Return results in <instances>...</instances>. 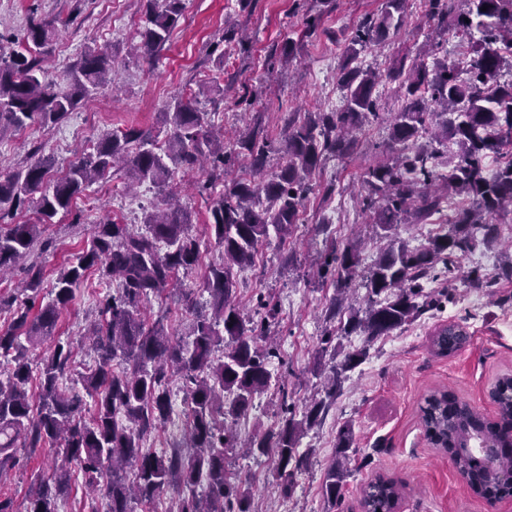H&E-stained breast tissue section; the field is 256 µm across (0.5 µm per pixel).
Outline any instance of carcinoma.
I'll return each instance as SVG.
<instances>
[{"instance_id":"1","label":"carcinoma","mask_w":512,"mask_h":512,"mask_svg":"<svg viewBox=\"0 0 512 512\" xmlns=\"http://www.w3.org/2000/svg\"><path fill=\"white\" fill-rule=\"evenodd\" d=\"M184 0H148L141 18L137 53L151 60L164 45L183 13ZM452 0H429L427 16L448 22ZM469 8L455 19V32L466 36L472 23L484 28L472 46L467 70L448 60L432 66L405 59L384 72L355 64L373 41L390 35L394 14L403 0H383L380 13L364 18L348 46L340 82L346 90L339 111L309 112L304 120L288 122V133L276 144L257 129L242 135L226 151L203 111L200 97L220 91L207 79L198 92L174 99L160 113L169 136L159 146L150 133L130 128L107 133L94 151L73 162L66 176L47 184L53 158L42 156L5 176L0 175V221L5 206L30 202L39 214L37 224H11L0 228V275L29 258L41 237V225L52 223L68 210L73 197L108 174L115 166L127 167L130 178L164 187L178 167L192 169L211 161L215 176L224 175L231 153L250 158L252 178L235 180L209 202L216 242L223 247L222 262L210 269L206 308L193 312L185 335L168 334L163 317L151 321L145 313L151 297L160 296L175 281L179 270L196 265L200 241L191 233L187 208L171 203L144 216L142 225L107 222L95 227L91 247L61 269L51 299L36 316L28 300L38 296L41 269L32 263L21 292L26 299L0 298V310L10 309V324L0 328V358L7 363L0 374V512H13L12 498L1 490L6 471L17 462L18 448H47L59 464L47 478L29 490L26 512H58L57 499L80 473L92 489L107 477L104 497L108 512H134L132 503H153L170 486L182 494L170 512H252V494L224 468V449L245 448L253 455L274 452L279 486L288 494L295 472L307 467L308 455L299 452L305 431L319 423L332 400L341 376L355 369L367 355V345L408 324L435 306L425 284L448 275V264L463 258L493 237L489 224L494 214L512 207V80L500 81L505 58H512V0H467ZM58 37L52 19H32L21 40L0 35V133L37 124L56 126L92 92L114 82L112 55L87 48L71 65L64 90L40 79L42 62ZM14 48L5 50L4 41ZM398 83L405 99L402 111L389 122V141L401 152L370 165L364 174L360 204L373 213L374 233L388 240L362 281L369 304L363 314L349 316L344 335L364 337V346L342 353L334 365L325 397L311 399L301 419L295 418L288 392L282 391L284 414L278 429L243 442L224 416L246 413L253 399L271 385L270 362L279 357L266 321L278 311L259 300L264 317L245 318L235 302L234 270L251 265L257 247L270 231L290 232L311 190L312 177L323 158L344 156L355 146V133L378 117L372 96L382 81ZM442 108L448 119L438 125V147L416 146V141ZM453 148H448V144ZM272 153L281 162L264 172ZM496 157L494 169L488 168ZM467 205L448 218L450 228L432 236L427 245L411 247L394 236L397 225L429 224L444 211L450 197ZM360 244L349 242L328 250L317 265L319 276L336 275L343 294L356 276ZM96 267L115 285L99 306V318L89 329L94 365L80 380L93 403L94 415L85 422L80 413L86 402L78 392L62 387L60 377L71 358L69 345L57 343L39 362V405L33 407L27 385L31 379L30 354L52 335L58 315L75 297L85 272ZM464 326L450 322L439 327L432 340L435 353L449 356L467 340ZM221 355H216L217 351ZM177 373L186 391L189 426L185 432L191 452L157 453L144 446L145 437L172 414L169 374ZM499 422L487 424L483 416L453 393L438 390L420 407L425 431L436 447L450 454L468 488L477 496L502 499L512 493V455L497 457L500 478H489L471 458L470 443H492L512 449V378L501 377L493 391ZM353 430L348 424L336 431L335 457L325 472L322 495L336 504L348 477ZM401 482L376 477L362 499L363 512H396Z\"/></svg>"}]
</instances>
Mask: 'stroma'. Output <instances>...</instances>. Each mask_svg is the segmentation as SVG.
<instances>
[{
  "mask_svg": "<svg viewBox=\"0 0 512 512\" xmlns=\"http://www.w3.org/2000/svg\"><path fill=\"white\" fill-rule=\"evenodd\" d=\"M121 3L125 21L119 24L112 19V0H0V33L7 36L23 37L34 17L65 20L58 48L43 63L46 81L64 86L67 69L81 53L103 44L112 50L116 71L114 87L86 100L53 129L29 125L1 135L0 174L24 166L30 148L38 146L54 155L56 168L49 178L57 180L101 135L130 126L164 140L166 128L158 120L159 112L173 98L195 88L206 74L219 79L221 91L207 101L206 108L212 124L226 138H233L248 121L260 124L269 137L281 138L289 119L342 107L338 72L344 51L360 21L379 13L383 0H329L325 5L319 0H185L170 39L148 62L128 53L147 0ZM427 12L428 0H405L401 21L388 39L360 54L361 66L383 69L401 56L420 58L433 42L440 43L441 54L453 60L464 57L468 43L480 41L476 29L465 42L453 33H440ZM308 15L320 18L317 34L309 39L303 35ZM229 31L234 39H226ZM291 41L297 51L287 63L282 52ZM246 94L258 98L254 110L241 105ZM373 97L380 121L359 134L350 156L324 160L306 202L304 223L285 237L270 235L259 245L254 265L236 274L241 309L251 310L261 298L277 305L279 314L271 329L281 355L270 366L281 384L257 396L246 416L235 423L240 437L277 428L280 389H287L291 403L299 407L330 373L333 352L322 340L348 316L329 318L335 287L329 281L310 283L309 266L331 245L361 236L367 240L358 268L363 277L381 246L372 236L373 216L362 210L359 196L364 172L388 147L386 121L401 111L404 100L396 84L388 82L378 84ZM207 172V167L199 166L174 175L178 196L190 212L192 231L201 242V261L181 274L180 286L200 306L208 298V268L221 256L207 228L209 212L197 191ZM127 181L125 171L110 173L45 226L43 236L52 245L33 255L45 283H52L62 267L90 247L95 225L139 224L151 206L160 204L152 184H140L128 193ZM492 223L495 241L459 261L439 306L375 340L364 362L348 373L323 420L300 440L299 449L308 452L310 464L296 474L289 494H282L270 457L226 450V469L252 485L256 512H361L362 490L379 475L401 481L399 512H512V496L489 502L464 487L450 456L427 440L419 415L424 396L435 390L450 391L484 415H495L497 406L489 391L499 377L512 373V279L497 276L500 265L512 258L505 250L512 243V213L501 212ZM473 272L492 280V287H471L467 277ZM107 291L98 273L89 271L72 303L60 312L52 336L41 345L45 351L59 342L70 345L73 363L62 379L64 386H76L82 365L93 362V353L81 337L97 318ZM448 322L464 325L468 340L454 354L438 357L431 349V336ZM344 424L353 429L356 451L342 500L332 509L321 485L334 459L336 430ZM47 469L45 449L19 450L5 486L15 512H24L27 491L46 477Z\"/></svg>",
  "mask_w": 512,
  "mask_h": 512,
  "instance_id": "35a3bbf8",
  "label": "stroma"
}]
</instances>
